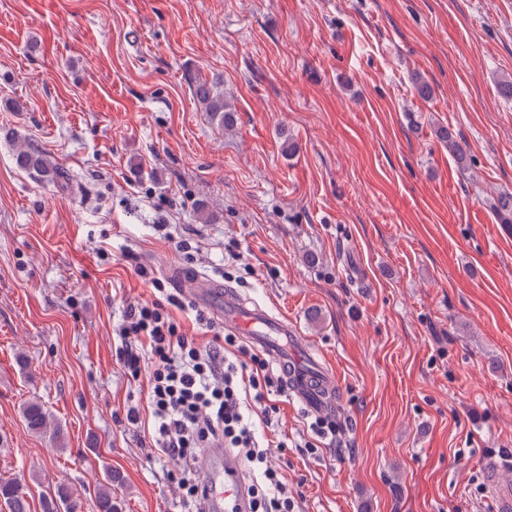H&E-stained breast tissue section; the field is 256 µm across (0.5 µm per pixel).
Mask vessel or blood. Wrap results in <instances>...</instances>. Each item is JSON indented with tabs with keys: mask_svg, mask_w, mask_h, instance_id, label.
I'll list each match as a JSON object with an SVG mask.
<instances>
[{
	"mask_svg": "<svg viewBox=\"0 0 512 512\" xmlns=\"http://www.w3.org/2000/svg\"><path fill=\"white\" fill-rule=\"evenodd\" d=\"M175 281L179 286L193 289L199 304L221 315L227 329L244 336L274 362L290 397L317 415L334 411L340 392L334 369L300 353L296 332L286 318L242 298L233 288L219 285L208 277L179 273ZM207 455L210 464L205 476V497L211 512H223L225 484L242 481L240 462L225 448H209ZM484 472L486 483L496 497L497 512H512V485L497 483V463L487 461Z\"/></svg>",
	"mask_w": 512,
	"mask_h": 512,
	"instance_id": "1",
	"label": "vessel or blood"
}]
</instances>
